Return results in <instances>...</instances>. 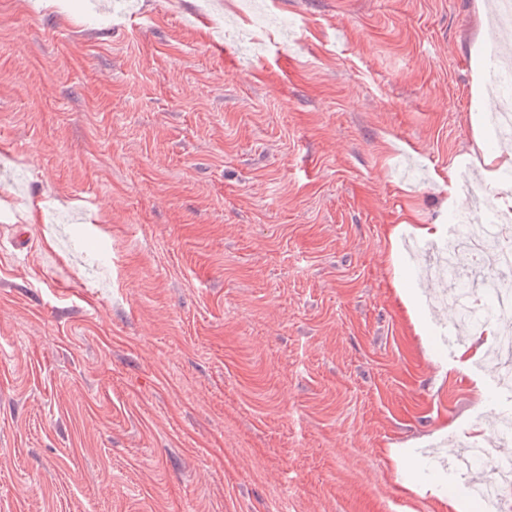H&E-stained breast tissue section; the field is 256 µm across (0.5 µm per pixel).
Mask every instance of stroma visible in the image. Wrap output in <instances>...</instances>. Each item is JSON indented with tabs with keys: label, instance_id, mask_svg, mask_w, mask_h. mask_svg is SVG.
Instances as JSON below:
<instances>
[{
	"label": "stroma",
	"instance_id": "35a3bbf8",
	"mask_svg": "<svg viewBox=\"0 0 512 512\" xmlns=\"http://www.w3.org/2000/svg\"><path fill=\"white\" fill-rule=\"evenodd\" d=\"M488 3L0 0V512H439L512 456L413 231L512 150Z\"/></svg>",
	"mask_w": 512,
	"mask_h": 512
}]
</instances>
